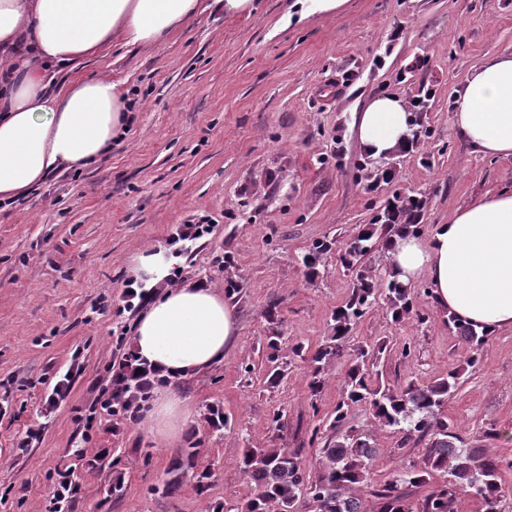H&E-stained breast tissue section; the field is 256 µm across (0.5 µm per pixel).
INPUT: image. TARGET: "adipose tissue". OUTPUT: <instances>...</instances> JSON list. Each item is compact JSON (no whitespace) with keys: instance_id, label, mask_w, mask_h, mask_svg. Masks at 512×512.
Instances as JSON below:
<instances>
[{"instance_id":"ef3b65f1","label":"adipose tissue","mask_w":512,"mask_h":512,"mask_svg":"<svg viewBox=\"0 0 512 512\" xmlns=\"http://www.w3.org/2000/svg\"><path fill=\"white\" fill-rule=\"evenodd\" d=\"M201 8V0H0V203L28 197L58 170L97 165L129 128L119 83L95 76L58 87V74L116 44L159 43ZM409 117L398 94L371 97L354 116L363 152L399 149ZM453 123L480 152L512 156V53L473 71ZM387 257L399 281H425L456 322L512 330V192L479 198L429 235L395 237ZM236 334L223 295L194 284L156 298L132 343L142 362L172 379L221 360Z\"/></svg>"}]
</instances>
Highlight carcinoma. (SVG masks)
Returning <instances> with one entry per match:
<instances>
[{"label": "carcinoma", "instance_id": "carcinoma-1", "mask_svg": "<svg viewBox=\"0 0 512 512\" xmlns=\"http://www.w3.org/2000/svg\"><path fill=\"white\" fill-rule=\"evenodd\" d=\"M409 127L410 135L396 152L398 156L412 150L420 137L430 134L416 114L412 115ZM426 204L420 193H395L372 221L360 226L343 245L336 248L332 241H317L304 254L302 263L311 277L317 275L333 250L338 251L344 269L355 276L349 297L333 311L330 333L313 350L299 343L284 347L280 302L267 305L264 316L270 334L266 336V349L267 359L272 363L266 374L268 385L275 387L288 375L295 356L308 364L309 388L315 395L322 392L328 370L336 361L347 357L350 365L332 414L311 431L309 445L316 446L319 455L315 469L309 468L300 448L246 449L240 469L254 484L256 493L239 506L238 512H297L303 502L310 503L313 512H364L363 499L357 495L361 488L377 500L378 512H457V501L462 495L480 501L485 512H503L506 508L500 460L485 448L467 442L460 425L446 413L448 400L456 392L465 370L450 372L424 386L411 383L394 389L383 382L377 370L386 346L352 343L353 328L379 301L385 302L395 321L415 311V289L402 287L393 277L386 281L375 279L367 259L386 247L392 237L421 229ZM233 265V259L224 256V291L229 296L241 292V284L229 272ZM448 322L471 349L466 367H475L489 334L459 324L451 316ZM136 369L138 365L130 361L119 366L127 382L118 398L132 393L146 401L147 384ZM356 408L368 412L374 426L400 435V445L425 443L422 454L388 479L376 482L375 439L368 430L351 424ZM202 445L199 438L189 439L188 447L173 461L171 478L162 487L163 495L175 496L182 477L189 472L197 479L199 494L208 492L211 474L199 465ZM432 482V491L421 499L414 498L415 489Z\"/></svg>", "mask_w": 512, "mask_h": 512}]
</instances>
